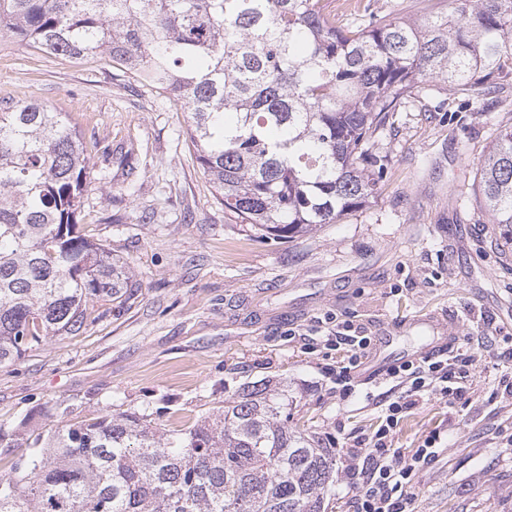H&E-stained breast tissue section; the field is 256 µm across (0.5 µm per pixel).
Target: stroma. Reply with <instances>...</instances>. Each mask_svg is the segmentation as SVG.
<instances>
[{"mask_svg": "<svg viewBox=\"0 0 512 512\" xmlns=\"http://www.w3.org/2000/svg\"><path fill=\"white\" fill-rule=\"evenodd\" d=\"M66 113L92 156L79 230L110 244L140 284L96 305L77 334L0 368V424L28 438L105 413L189 425L247 383L288 381L293 421L346 448L381 423L367 374L382 337L421 352L438 331L473 337L470 398H434L401 419L394 444L439 432L444 449L415 479L418 512H512V399L498 381L512 357V249L475 200L479 162L512 96L473 110L427 87L375 147L378 193L340 223L293 241L246 230L214 197L165 94L98 56L47 55L0 38V100ZM371 338L354 388L336 387L348 352L337 320Z\"/></svg>", "mask_w": 512, "mask_h": 512, "instance_id": "1", "label": "stroma"}]
</instances>
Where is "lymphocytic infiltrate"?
<instances>
[{"label": "lymphocytic infiltrate", "instance_id": "1", "mask_svg": "<svg viewBox=\"0 0 512 512\" xmlns=\"http://www.w3.org/2000/svg\"><path fill=\"white\" fill-rule=\"evenodd\" d=\"M475 357L463 348L449 354L406 362L389 373L391 386L379 395L382 424L366 447L343 451V472L356 491V512H414V480L441 451L439 433L415 448H398L394 434L402 415L424 396H440L453 405L465 399Z\"/></svg>", "mask_w": 512, "mask_h": 512}]
</instances>
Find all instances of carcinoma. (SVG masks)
Segmentation results:
<instances>
[{
  "mask_svg": "<svg viewBox=\"0 0 512 512\" xmlns=\"http://www.w3.org/2000/svg\"><path fill=\"white\" fill-rule=\"evenodd\" d=\"M449 5L404 18L353 4L365 19L344 28L322 0H0V34L100 55L169 94L224 209L289 240L374 197L377 135L425 85L470 101L512 79V0ZM91 170L62 113L0 100V368L140 287L76 229ZM477 195L512 241V126ZM292 403L259 381L168 435L136 413L58 425L0 473V512H324L336 449L289 425Z\"/></svg>",
  "mask_w": 512,
  "mask_h": 512,
  "instance_id": "obj_1",
  "label": "carcinoma"
}]
</instances>
